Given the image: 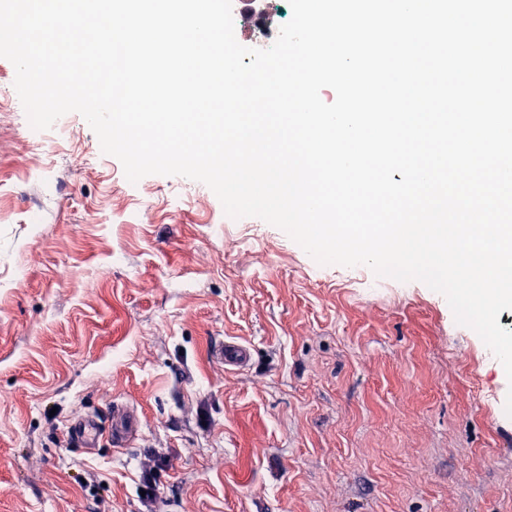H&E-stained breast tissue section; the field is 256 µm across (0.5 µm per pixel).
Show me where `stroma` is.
I'll return each mask as SVG.
<instances>
[{"instance_id": "35a3bbf8", "label": "stroma", "mask_w": 512, "mask_h": 512, "mask_svg": "<svg viewBox=\"0 0 512 512\" xmlns=\"http://www.w3.org/2000/svg\"><path fill=\"white\" fill-rule=\"evenodd\" d=\"M14 79L0 58V512H143L156 452L165 512H512V381L442 294L319 264L201 182H129L80 113L44 154ZM219 356L226 369L244 370L251 361V349L240 341L225 340ZM136 433V421L131 412L124 406H117L112 413V436L116 443L123 444ZM166 470L164 458L154 459L151 464L149 463L143 466L137 487L139 498L143 503L152 505L162 502L164 484L161 478L163 477V472H166ZM142 491H146V494L141 495Z\"/></svg>"}]
</instances>
